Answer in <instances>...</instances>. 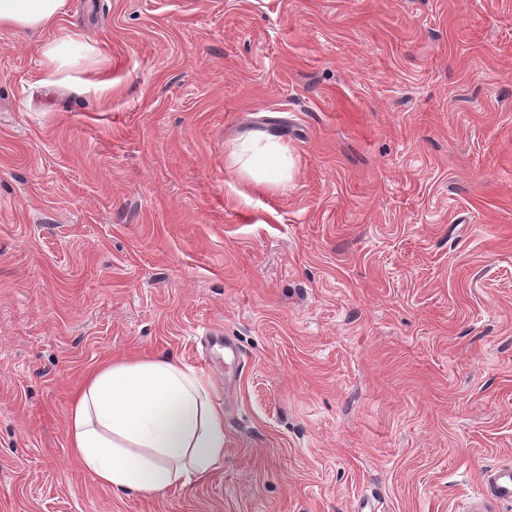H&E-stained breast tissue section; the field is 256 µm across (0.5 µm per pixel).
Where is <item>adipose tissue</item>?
Listing matches in <instances>:
<instances>
[{
    "label": "adipose tissue",
    "mask_w": 512,
    "mask_h": 512,
    "mask_svg": "<svg viewBox=\"0 0 512 512\" xmlns=\"http://www.w3.org/2000/svg\"><path fill=\"white\" fill-rule=\"evenodd\" d=\"M65 0H0V27L55 26ZM259 182L288 178V151L256 137L234 153ZM68 441L82 468L116 491L160 493L207 475L224 458V410L210 381L169 355L112 360L92 371L72 405Z\"/></svg>",
    "instance_id": "obj_1"
}]
</instances>
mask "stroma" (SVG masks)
<instances>
[{"label": "stroma", "mask_w": 512, "mask_h": 512, "mask_svg": "<svg viewBox=\"0 0 512 512\" xmlns=\"http://www.w3.org/2000/svg\"><path fill=\"white\" fill-rule=\"evenodd\" d=\"M74 33L60 82L41 49ZM257 132L280 187L233 162ZM160 354L211 380L224 459L112 491L70 454L74 393ZM502 465L512 0H66L0 27V512H461Z\"/></svg>", "instance_id": "1"}]
</instances>
